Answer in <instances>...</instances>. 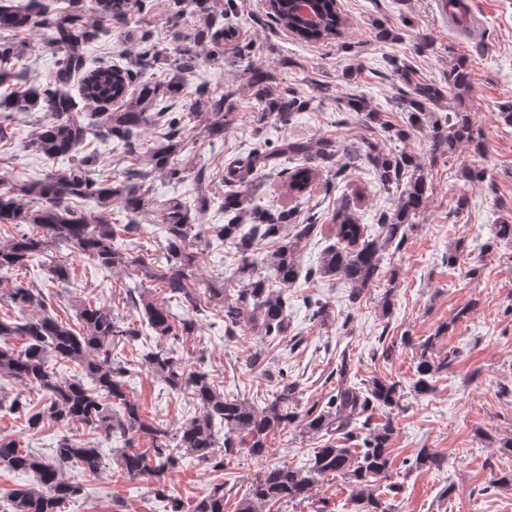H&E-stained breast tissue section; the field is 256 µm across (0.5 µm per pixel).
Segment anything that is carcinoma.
<instances>
[{
  "instance_id": "obj_1",
  "label": "carcinoma",
  "mask_w": 512,
  "mask_h": 512,
  "mask_svg": "<svg viewBox=\"0 0 512 512\" xmlns=\"http://www.w3.org/2000/svg\"><path fill=\"white\" fill-rule=\"evenodd\" d=\"M319 21L308 26L298 19L293 0H277L273 10L276 22L295 36L309 41L338 38L344 19L336 7L337 0H310ZM147 0H94L93 20L78 12L49 15L43 0H0V30L25 33L34 28L50 32L48 49L62 53L52 80L46 87L34 86L24 69L16 68L19 52L9 41L0 42V112L8 120L12 112H42L48 121L39 125L30 147L50 159H66L69 167L54 171L41 180H17L0 189V229L28 224L33 231L20 234L0 245V301L23 314L21 318L0 319V377H8L27 390L44 395L45 404L34 410L16 397L9 411L25 418L28 429L37 430L44 422L70 426L79 424L108 437L119 436L127 443L143 438L150 447L117 450L116 464L122 474L137 480H155L157 497L170 504L169 512H224V485H215L207 495L189 507L168 493L167 477L185 455L222 469L225 460L245 451L262 461L270 455V436L288 428L296 418L289 410L295 400L298 384L288 376V369L278 370V379L270 402L259 408L253 403L229 398L217 389L210 374L202 369L190 370L174 357L165 345L177 336L175 317L169 307L149 296H140L134 305L142 321L152 329L158 341L143 354L141 365L163 378L169 386L188 391L200 413L176 431L141 412L138 402L124 390L127 369L112 362V348L136 339L135 330L121 324L112 308L81 303L77 318L82 329L50 315L38 288L18 281L15 272L52 248H65L69 255L90 260L99 267L118 268L141 283L158 282L171 298L197 307L198 298L189 288L199 270V243L202 232L191 209L179 199L168 200L162 208V224L166 233L162 256L149 261L141 255L125 251L118 242L141 230L137 218L149 203L147 181L153 176L182 180L183 169L178 155L184 149V118H201L209 135L224 137V128L233 123L235 92H208L197 88L187 91L185 76L196 67L200 53L205 59H224V25H216L211 0H168L172 27L181 24L187 10L204 16L206 28L182 36L183 45L177 57L168 64L164 78H145L162 60L156 46L136 50L132 64L138 71L112 65L86 68L83 46L96 40L101 32L115 24H126L134 12L142 11ZM202 52H197V48ZM239 59L246 62L247 86L255 98L256 133L271 125L285 124L295 112L309 109L313 97L292 87L274 93V73L251 60L250 45L240 47ZM392 73L407 87V123L395 129L394 137L402 141L428 126L433 150L452 153L462 143L475 144L480 150L470 115L466 112L440 114L434 108L452 90L471 86V71L466 61L458 59L448 74V85L414 81L409 69L391 61ZM83 74L80 96L86 105L101 109L97 113L96 134L115 142L124 157L138 156L141 134L165 119L164 131L147 154L148 170L128 169L122 180L103 181L92 177L100 163L96 153L75 158L79 144L89 128L80 121L79 102L71 94L75 76ZM142 81L135 82L136 78ZM336 105L360 116L366 124H383L382 114L372 109L362 95L331 96ZM183 100L182 111L162 112L160 106L170 99ZM116 103L121 111L108 112L106 106ZM338 150L325 138H288L271 142L263 137L244 157L231 161L224 171V223L210 231L228 240L236 249L240 263L233 272L235 294L227 293L224 278L214 279L207 288V300L224 312L226 333L233 336L239 329L251 330L276 340L288 335V296L286 289L296 283L301 269L297 253L303 240L309 238L316 225L297 223V207L288 209L248 202L243 185L264 171L286 176L284 185L289 195L301 201L310 194L317 173L323 169L339 177L359 161L367 164L383 189L399 191L396 208L378 215V234L366 237L367 228L358 223L348 204L343 203L333 216L336 236L344 247L326 248L311 275L335 278L350 288V300L357 301L381 275L382 255L395 240L405 236L407 225L425 207L428 185L416 157L404 151L387 153L377 143H368L360 153L343 150L346 161L336 164ZM300 160L302 166L284 167L288 160ZM93 200L96 211L86 213L76 200ZM121 204L129 222L118 229L111 222L112 204ZM294 227L288 236L285 229ZM273 244L266 263L273 276L263 274L255 255L258 246ZM33 313H28V310ZM24 340V347L11 343ZM431 340L419 345L416 366V391L432 390L436 374L448 368V358L436 362L428 355ZM77 366V374L58 378L52 361ZM350 365L342 359L340 383L336 393L321 406L312 405L303 416L304 428L322 433L328 440L314 449L303 468L287 463L267 464L252 480L248 497L240 500L236 512H263V508L310 498L314 485L327 475L348 478L357 487L356 512H391L372 493L373 483L388 477L391 466L389 444L396 429L392 420L370 427L368 410L391 408L400 399L398 384L386 377L375 376L365 387L347 384ZM224 429L218 437L216 427ZM443 457L430 448H422L408 464L410 469H438ZM103 466L100 449L82 442L74 435H64L47 460L23 448L20 441L0 436V468L31 472L36 483L6 492L12 512H61L62 503L74 498L79 489L67 483L63 470L78 467L90 474Z\"/></svg>"
}]
</instances>
